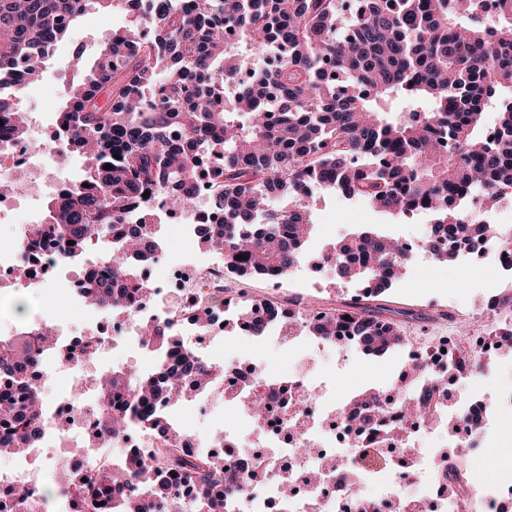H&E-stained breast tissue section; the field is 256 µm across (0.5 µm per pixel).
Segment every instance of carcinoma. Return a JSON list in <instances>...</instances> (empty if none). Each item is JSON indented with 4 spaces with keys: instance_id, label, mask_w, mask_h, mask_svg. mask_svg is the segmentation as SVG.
Returning a JSON list of instances; mask_svg holds the SVG:
<instances>
[{
    "instance_id": "cac0c4a2",
    "label": "carcinoma",
    "mask_w": 512,
    "mask_h": 512,
    "mask_svg": "<svg viewBox=\"0 0 512 512\" xmlns=\"http://www.w3.org/2000/svg\"><path fill=\"white\" fill-rule=\"evenodd\" d=\"M93 7L124 8L130 20L70 85L64 146L86 156V168L48 201L45 223L31 228L34 239L80 264L111 227L140 211L108 246L110 280L89 279L88 304L126 309L141 288L132 259L160 244L150 196L184 206L203 158L223 165L211 206L224 222L219 231L200 229L201 243L224 255L235 279L284 275L305 259L315 190L397 216L428 214L423 249L439 263L499 237L498 225L466 220L461 202L477 190L491 201L512 192V0H355L348 11L340 0H192L188 7L180 0H0V121L14 136L27 129L24 86L40 78L45 60ZM275 45L283 50L275 67H258ZM228 85L238 87L231 102ZM489 110L498 113L491 139L482 125ZM274 196L291 207L271 206ZM321 260L336 277L364 284V294L321 311L317 303L298 302L284 314L271 306L269 318L299 321L307 336L382 357L401 350L410 322L449 317L378 303L413 255L373 225L329 243ZM493 298L500 318L492 335L512 353V282ZM143 334L159 356L155 372L110 370L98 384V415L104 430L138 426L162 447L132 448L123 469L85 482L69 475L59 495L71 498L74 512L100 502L109 512H172L168 490L179 480L196 488L202 512H231L243 486H262V474L243 482L220 460L174 447L172 409L164 406L191 380L222 382L224 368L195 354L165 365L173 338L166 321L144 323ZM458 346L456 372L488 369V359L469 357L468 332ZM53 347L46 325L24 324L0 346V372L25 373L39 364L40 350ZM41 401L28 384L0 399V448L35 447ZM356 405L385 410L369 390L352 392L341 409Z\"/></svg>"
}]
</instances>
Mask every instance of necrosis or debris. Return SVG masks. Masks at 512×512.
Masks as SVG:
<instances>
[{
    "label": "necrosis or debris",
    "mask_w": 512,
    "mask_h": 512,
    "mask_svg": "<svg viewBox=\"0 0 512 512\" xmlns=\"http://www.w3.org/2000/svg\"><path fill=\"white\" fill-rule=\"evenodd\" d=\"M60 138L39 142L37 135L8 142L0 147V178L15 179L12 193L0 197V221L12 212L20 200L28 197H52L64 192L67 181L59 172ZM221 170L210 167L203 172L186 207L173 213L164 209L162 196H155L152 208L162 211L165 220L182 225L184 236L196 239L201 227H215L222 218L210 205L211 194L220 182ZM37 212L24 213L20 224L6 237L0 236V288H43L46 269L56 268L53 251L36 245L28 235V227L40 223ZM144 296L129 312L106 319L100 308L86 306L82 298L83 276H75L68 288L77 307L82 308L87 330L77 331L72 321L58 323L55 347L44 361L42 371L26 373L29 382H39L41 374L55 373L70 379L77 390H84L81 372L92 360L113 349L118 340L137 337L142 323L162 319L171 323L174 337L172 355L200 353L210 337L224 332L225 318H232L236 327L264 318L266 308L281 305L284 276L266 280L261 296L250 299L242 307L224 308V258L206 250H188L179 257H170L166 249L139 267ZM457 347L456 335L438 336L426 347L405 343L408 361L424 364L437 371L448 368V357ZM303 361L287 379L262 376L240 368L223 384L197 390L191 397L195 417L223 412L226 405L236 406L237 419L225 421L219 433L199 435L190 423L179 424L180 445L201 458H219L225 467L248 473L258 469L265 473L261 492L247 493L236 502L235 512H364L366 496L357 494L352 486L371 476L390 489V500L397 512H497V496L476 498L467 472L440 471L433 476L430 496L403 494L392 489L402 468L421 473L426 468L422 456L415 454L418 437L436 428L449 410L457 404L456 395L441 390L425 393L420 403L426 416L420 421L402 418L388 411L385 422L359 428L353 420H337L335 414L317 415L315 400L320 390L314 385ZM269 395L271 406L258 427L269 444L270 453L258 450L229 452L225 446L230 436L238 435L240 419L248 418L245 405L254 393ZM97 405L71 397L44 401L39 421L43 431L36 448L23 455L11 454L0 463V512H46L41 497L46 476L64 478L82 472L94 474L117 468L127 449L152 451L159 445L155 434L131 429L114 435L97 425ZM367 445L376 449L393 447L397 453L386 456L371 473H363L352 462L339 470L330 465L341 450ZM308 448V455H299V448ZM292 481V494L282 492L283 478ZM29 491L25 503L14 497L16 487Z\"/></svg>",
    "instance_id": "4bbe7bcc"
}]
</instances>
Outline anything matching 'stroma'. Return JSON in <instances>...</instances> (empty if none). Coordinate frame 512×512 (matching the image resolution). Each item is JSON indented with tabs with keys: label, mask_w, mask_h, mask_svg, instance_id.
<instances>
[{
	"label": "stroma",
	"mask_w": 512,
	"mask_h": 512,
	"mask_svg": "<svg viewBox=\"0 0 512 512\" xmlns=\"http://www.w3.org/2000/svg\"><path fill=\"white\" fill-rule=\"evenodd\" d=\"M126 23L125 14L119 12L88 11L72 27L53 56L46 60L43 75L35 85V95L32 100L23 102V110L41 123H48L51 113L63 107L70 84L79 76L75 61H82L84 67H92L101 44L110 40L113 32L125 27ZM312 220L314 233L307 245V251L312 255L320 254L325 245L357 230L362 224L375 225L399 239L425 238L430 226L427 218H398L345 200L332 192L323 193L316 199ZM503 281L502 273L488 260L477 266L466 265L461 259L446 265L419 256L407 268L404 278L394 283L387 298L394 308H411L425 313L448 310L462 317L479 301L498 292ZM287 287L315 303H336L353 294L352 282L331 276L318 278L304 263L298 265ZM4 303L18 324L28 322L37 309L43 315L61 321L80 316L57 280L51 282L41 301H34L26 290L19 288L8 290ZM210 348L214 360L224 365L249 363L279 376L289 375L297 362L310 356L312 351L305 338L279 344L264 337H243L230 331L212 337ZM406 371V359L400 352L375 358L333 347L313 358L312 362L313 374L330 383L331 396L339 403L355 390H387L400 385ZM466 387L470 395L483 396L493 402L495 421L483 435L481 453L466 457L465 464L480 477L487 470H494L497 483L492 489L499 496L502 512H512V418L506 415L512 406L497 399L498 389L512 387V353L493 357L490 369L467 381Z\"/></svg>",
	"instance_id": "35a3bbf8"
}]
</instances>
